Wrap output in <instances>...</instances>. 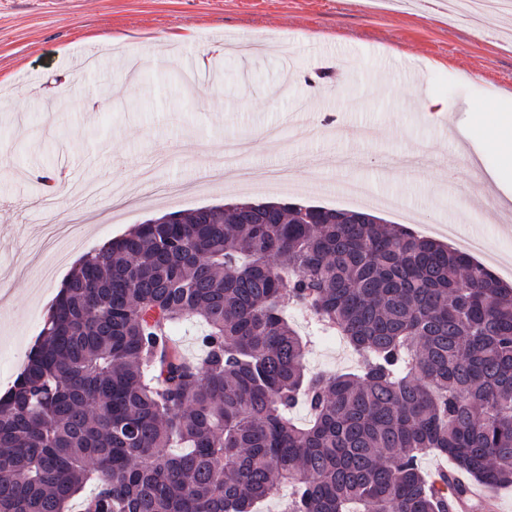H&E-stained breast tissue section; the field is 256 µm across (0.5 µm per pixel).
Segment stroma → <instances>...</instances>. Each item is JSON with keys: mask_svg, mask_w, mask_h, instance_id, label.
I'll use <instances>...</instances> for the list:
<instances>
[{"mask_svg": "<svg viewBox=\"0 0 512 512\" xmlns=\"http://www.w3.org/2000/svg\"><path fill=\"white\" fill-rule=\"evenodd\" d=\"M249 40L251 57L212 48ZM146 60L135 77L121 54ZM512 95V12L483 28L448 0H0V391L84 248L165 212L285 198L289 165L309 204L341 207L348 179L401 197L427 236L455 225L512 262V206L475 118ZM448 105L425 116L423 98ZM276 131L282 153L241 156L253 184L224 178V143ZM309 371L359 357L296 318Z\"/></svg>", "mask_w": 512, "mask_h": 512, "instance_id": "1", "label": "stroma"}]
</instances>
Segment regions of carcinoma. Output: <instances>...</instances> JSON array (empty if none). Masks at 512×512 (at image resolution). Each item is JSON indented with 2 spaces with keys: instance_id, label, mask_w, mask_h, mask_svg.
Wrapping results in <instances>:
<instances>
[{
  "instance_id": "obj_1",
  "label": "carcinoma",
  "mask_w": 512,
  "mask_h": 512,
  "mask_svg": "<svg viewBox=\"0 0 512 512\" xmlns=\"http://www.w3.org/2000/svg\"><path fill=\"white\" fill-rule=\"evenodd\" d=\"M374 218L216 205L86 252L0 394V512H257L283 486L284 512H448L428 453L512 486V285ZM286 298L359 370L307 373ZM187 321L200 358L168 344Z\"/></svg>"
}]
</instances>
